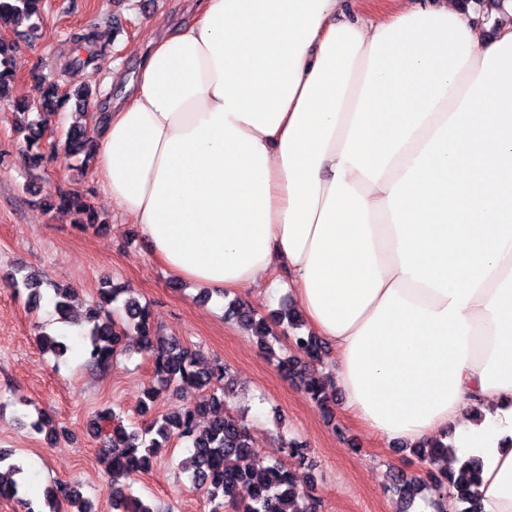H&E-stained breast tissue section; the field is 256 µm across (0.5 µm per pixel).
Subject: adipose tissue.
I'll return each mask as SVG.
<instances>
[{"mask_svg": "<svg viewBox=\"0 0 512 512\" xmlns=\"http://www.w3.org/2000/svg\"><path fill=\"white\" fill-rule=\"evenodd\" d=\"M201 0L151 29L95 163L176 278L285 270L344 409L388 442L454 436L512 512V25L456 0ZM387 0H342L340 1L341 15L352 17L359 15L367 17L373 12H379L388 5Z\"/></svg>", "mask_w": 512, "mask_h": 512, "instance_id": "adipose-tissue-1", "label": "adipose tissue"}]
</instances>
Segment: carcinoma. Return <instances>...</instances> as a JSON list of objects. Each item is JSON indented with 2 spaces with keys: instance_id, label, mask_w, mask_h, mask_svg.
I'll return each instance as SVG.
<instances>
[{
  "instance_id": "1",
  "label": "carcinoma",
  "mask_w": 512,
  "mask_h": 512,
  "mask_svg": "<svg viewBox=\"0 0 512 512\" xmlns=\"http://www.w3.org/2000/svg\"><path fill=\"white\" fill-rule=\"evenodd\" d=\"M42 0H0V28L15 30L25 26V34L35 39L41 34ZM14 44L0 39V98L12 94L16 74L12 66ZM39 97L30 100L16 97L14 102L23 120L25 132V158L32 168H38L45 159L44 136L48 130L47 117L70 100L80 106L79 116H87L85 109L94 98L93 90L81 88L61 92L54 82L37 81ZM70 157L84 155L82 163L94 158V146L84 139L83 127L70 125L60 144ZM44 205L61 212H79L95 216L86 196L59 189L44 199ZM128 289L119 285H105L97 300L90 303L85 312L75 318L70 315L71 290L54 288V309L60 319L81 326L82 353L87 363L99 369H107L113 356L122 350L123 339L130 332L141 337L142 349L151 358L156 385L147 391V398L154 400L172 384L191 386L206 396L190 405L153 421L141 430H127L120 424H112L115 414L102 411L91 419L88 430L103 440V451L109 460L112 497L118 499L117 481L133 473L147 470L152 458L171 439L191 442L190 455L182 462L188 478L204 488L211 512H223L227 507L234 512H319V500L311 489H300L291 472L278 464L264 465L256 459L255 448L250 443L246 424L233 417L224 416L223 382L227 381L229 368L216 361L203 365L202 354L183 345L172 336H163L153 328L148 307L133 298L121 299ZM229 312L240 325L263 339L270 335V326L264 319H256L246 305L235 302ZM272 322L288 332L294 354L278 361L279 369L289 376L298 375L310 398L320 407H327L325 380L308 377L305 359H319L323 354L322 341L308 333H298L303 326L302 316L290 308L272 312ZM42 349L55 356L65 355L70 346L56 337L43 335L39 338ZM200 417L209 419L206 432H196ZM413 452L426 470V479H409L400 473L393 474L391 489L397 494L404 508L413 505L416 497L429 490L436 512H480L473 486L478 473V461L470 458L458 470H433L438 462L454 455L448 443L438 440L430 446H417ZM13 451L0 450V498L15 499L23 487L20 475L23 464L12 459ZM66 501L71 512H93L79 488L58 483L46 491L44 506L57 512L58 500Z\"/></svg>"
}]
</instances>
